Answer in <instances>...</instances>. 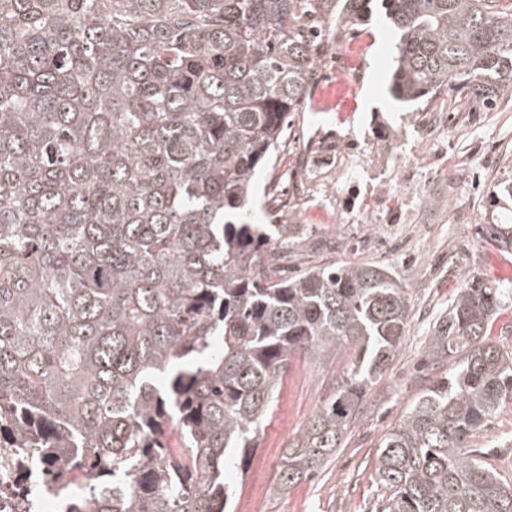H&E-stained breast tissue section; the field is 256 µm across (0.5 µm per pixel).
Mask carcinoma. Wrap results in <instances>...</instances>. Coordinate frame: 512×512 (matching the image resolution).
I'll return each instance as SVG.
<instances>
[{
    "instance_id": "cac0c4a2",
    "label": "carcinoma",
    "mask_w": 512,
    "mask_h": 512,
    "mask_svg": "<svg viewBox=\"0 0 512 512\" xmlns=\"http://www.w3.org/2000/svg\"><path fill=\"white\" fill-rule=\"evenodd\" d=\"M401 32L391 93L512 88V14L491 0H382ZM312 0H0V448L67 512H226L289 364L352 351L289 444L308 478L394 356L406 289L381 265L286 277L296 224H252L320 43ZM512 252V214L479 225ZM510 288L467 279L429 354L455 368L379 445L385 512H512L468 447L512 403L488 340ZM178 432L181 446L168 444Z\"/></svg>"
}]
</instances>
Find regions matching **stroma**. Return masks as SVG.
I'll return each instance as SVG.
<instances>
[{"label": "stroma", "instance_id": "obj_1", "mask_svg": "<svg viewBox=\"0 0 512 512\" xmlns=\"http://www.w3.org/2000/svg\"><path fill=\"white\" fill-rule=\"evenodd\" d=\"M343 0H316L322 25L320 58L308 93L289 119L275 164L259 171L256 224H296L300 231L282 247L281 265L294 275L305 264H377L406 288L410 311L399 348L351 420L340 448L314 476L275 488L286 447L317 411L347 358L300 359L288 369L276 406L258 438L262 479L231 470V512H381L386 492L373 476L378 446L405 409L448 374L450 362H432L429 338L448 313L465 277L501 288L512 286V252L481 241L477 226L490 205L512 209V199H493L495 186L512 173V91L488 106L446 92L422 105L395 100L390 92L397 39L380 0L368 15L342 21ZM356 89L345 114L311 111L313 90L337 59ZM342 146L375 177L362 187V223H347L345 190L304 179L319 155ZM490 453L501 475L512 479V405L503 408L470 442Z\"/></svg>", "mask_w": 512, "mask_h": 512}]
</instances>
